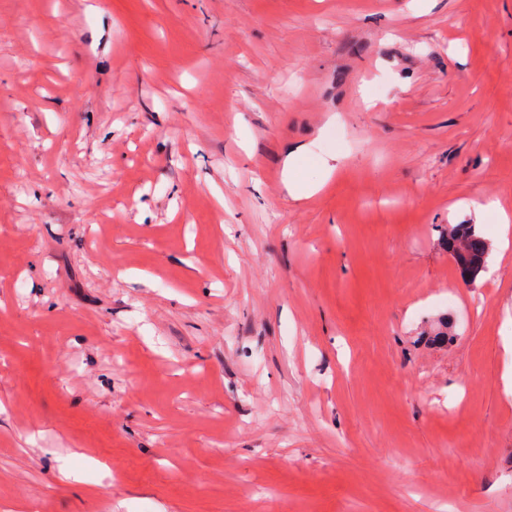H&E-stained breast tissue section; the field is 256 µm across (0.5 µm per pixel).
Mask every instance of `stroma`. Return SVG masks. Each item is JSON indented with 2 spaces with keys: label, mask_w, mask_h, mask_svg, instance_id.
Returning a JSON list of instances; mask_svg holds the SVG:
<instances>
[{
  "label": "stroma",
  "mask_w": 512,
  "mask_h": 512,
  "mask_svg": "<svg viewBox=\"0 0 512 512\" xmlns=\"http://www.w3.org/2000/svg\"><path fill=\"white\" fill-rule=\"evenodd\" d=\"M488 201L512 0H0V512H512ZM446 247L468 280H475L487 270L490 246L474 224L453 226L448 233Z\"/></svg>",
  "instance_id": "1"
}]
</instances>
